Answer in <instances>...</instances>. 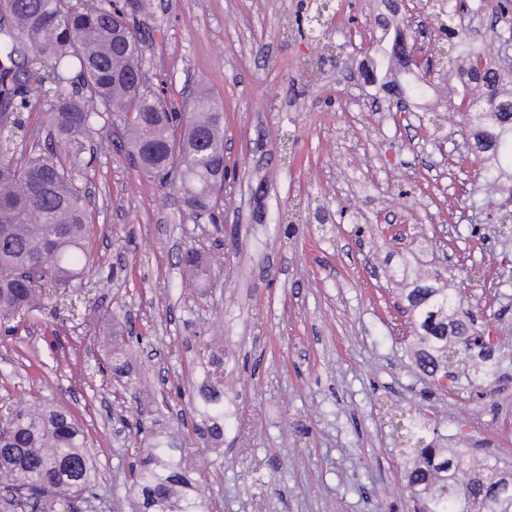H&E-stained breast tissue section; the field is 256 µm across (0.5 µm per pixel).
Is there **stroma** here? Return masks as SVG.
<instances>
[{"mask_svg":"<svg viewBox=\"0 0 512 512\" xmlns=\"http://www.w3.org/2000/svg\"><path fill=\"white\" fill-rule=\"evenodd\" d=\"M426 2L398 0L394 14L387 0H331L318 40L298 31L299 0H150L144 64L169 107L189 111L203 91L224 113L223 223L144 176L111 131L89 132L78 184L98 292L149 339L129 355L138 398L95 368L112 349L107 326L48 317L0 333V403L23 395L68 410L107 490L122 481L123 449L151 442L120 426L134 403L156 432L192 423L201 337L224 357L221 512H413L395 413L427 415L441 444L512 466V265L501 263L512 234L481 207L484 171L449 101L466 60L449 46L406 112L361 77L392 24L426 16ZM467 2L472 42L512 32V12ZM325 41L337 58L321 57ZM188 247L209 266L195 286L179 263ZM417 286L453 289L495 333L496 377L443 391L418 369L415 330L396 318Z\"/></svg>","mask_w":512,"mask_h":512,"instance_id":"obj_1","label":"stroma"}]
</instances>
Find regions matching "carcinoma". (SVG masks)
<instances>
[{
    "label": "carcinoma",
    "instance_id": "carcinoma-1",
    "mask_svg": "<svg viewBox=\"0 0 512 512\" xmlns=\"http://www.w3.org/2000/svg\"><path fill=\"white\" fill-rule=\"evenodd\" d=\"M149 0H127L112 12L106 0H0V327L53 315L70 316L66 301L79 300L87 321L112 322V313L92 296L95 263L89 251L87 200L77 184L84 167L83 137L109 123L114 112H131L122 136L137 153L141 171L179 184L191 210L218 208V179L224 172V121L212 99L200 95L192 123L175 125L164 101L146 92L143 44L150 34L132 36L128 25L147 13ZM409 25L397 27L387 63L401 69L392 81L393 98H423L429 86L397 50L409 43ZM467 65L457 74L454 108L479 131L478 151L490 184L512 168V83L503 68L476 69L483 47L465 43ZM88 89L94 105L86 102ZM41 96V140L30 132L32 92ZM484 95L480 112L474 94ZM68 147L65 159L54 143ZM409 317L422 336L416 362L429 375L448 373V353L471 362L485 378L498 370L494 351H469L477 334L474 319L453 311L443 288L418 287L408 296ZM112 373H127L124 331H112ZM195 352L201 383L189 395L197 422L193 432L207 447L224 443V359L198 339ZM220 458L204 466L190 462L185 439L162 435L122 470L124 498L135 512H218L211 490ZM481 479H475V476ZM417 512H512V470L488 460L472 461L461 448L429 441L417 449L406 470ZM99 476L86 450L84 429L66 410L37 406L24 397L0 410V512H97Z\"/></svg>",
    "mask_w": 512,
    "mask_h": 512
}]
</instances>
